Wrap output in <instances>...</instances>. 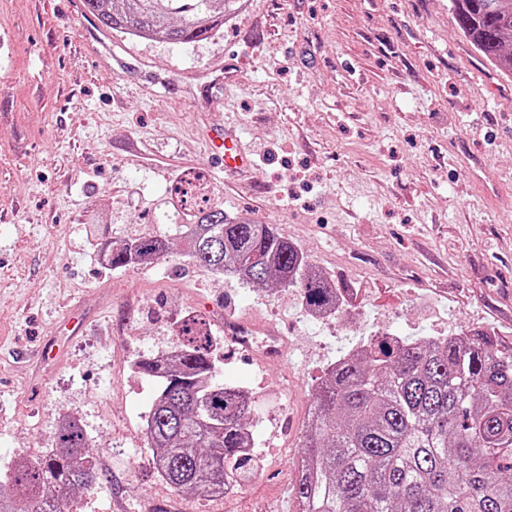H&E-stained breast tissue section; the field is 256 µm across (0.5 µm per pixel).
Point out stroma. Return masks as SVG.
<instances>
[{
    "mask_svg": "<svg viewBox=\"0 0 512 512\" xmlns=\"http://www.w3.org/2000/svg\"><path fill=\"white\" fill-rule=\"evenodd\" d=\"M0 469L82 421L100 484L78 512H296L311 392L371 336L491 328L512 344V77L448 0H237L189 45L103 30L80 0H0ZM236 126L256 166L222 173L209 130ZM195 168L225 215L269 224L335 286V323L299 288L243 284L181 246L112 269L102 248L151 233ZM280 337V359L223 341L214 311ZM197 313L217 379L255 392L258 473L221 499L174 493L143 420L137 360ZM59 351V362L39 355Z\"/></svg>",
    "mask_w": 512,
    "mask_h": 512,
    "instance_id": "1",
    "label": "stroma"
}]
</instances>
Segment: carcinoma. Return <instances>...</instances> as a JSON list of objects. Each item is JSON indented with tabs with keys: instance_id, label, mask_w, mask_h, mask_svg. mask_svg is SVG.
Returning a JSON list of instances; mask_svg holds the SVG:
<instances>
[{
	"instance_id": "obj_1",
	"label": "carcinoma",
	"mask_w": 512,
	"mask_h": 512,
	"mask_svg": "<svg viewBox=\"0 0 512 512\" xmlns=\"http://www.w3.org/2000/svg\"><path fill=\"white\" fill-rule=\"evenodd\" d=\"M236 0H84L100 24L138 38L190 44L216 29ZM475 49L512 75V0H450ZM183 238L192 264L249 284L300 287L307 310L338 308L336 289L300 249L267 224L208 205ZM171 250L143 235L109 253L114 269ZM180 354L136 362L159 383L144 436L174 491L224 493L258 470L249 391L216 380L214 337L198 320L177 327ZM294 494L307 512H512V346L493 330L455 337L375 336L348 351L313 389ZM83 428L60 426L52 453L0 474V512H68L57 491L98 485Z\"/></svg>"
}]
</instances>
